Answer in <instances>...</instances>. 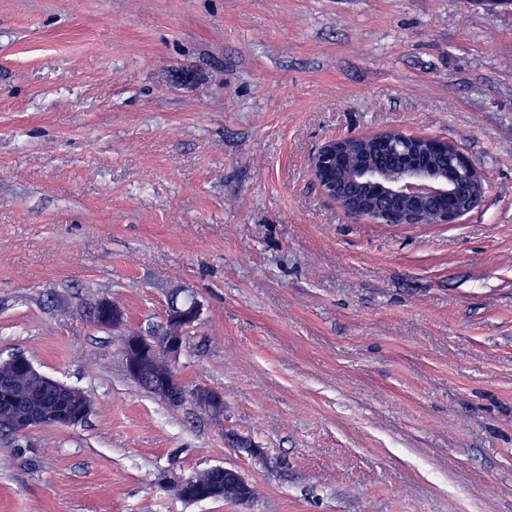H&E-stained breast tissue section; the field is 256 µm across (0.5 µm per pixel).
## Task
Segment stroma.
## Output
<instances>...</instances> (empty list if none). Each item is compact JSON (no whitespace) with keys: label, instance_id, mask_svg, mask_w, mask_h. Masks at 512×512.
Wrapping results in <instances>:
<instances>
[{"label":"stroma","instance_id":"obj_1","mask_svg":"<svg viewBox=\"0 0 512 512\" xmlns=\"http://www.w3.org/2000/svg\"><path fill=\"white\" fill-rule=\"evenodd\" d=\"M384 131L457 144L484 205L345 217L310 159ZM189 297L176 372L223 393L217 420L121 357ZM105 298L121 327L95 324ZM18 353L93 410L0 431V512H512V6L0 0V360ZM217 465L255 498L158 483Z\"/></svg>","mask_w":512,"mask_h":512}]
</instances>
